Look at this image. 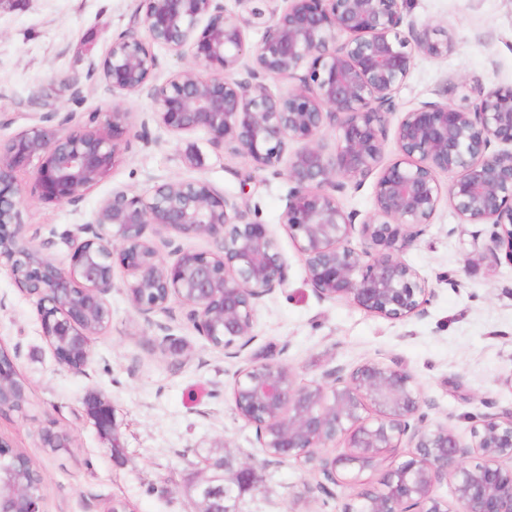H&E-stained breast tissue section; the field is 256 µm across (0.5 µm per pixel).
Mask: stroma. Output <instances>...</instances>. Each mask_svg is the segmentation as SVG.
Instances as JSON below:
<instances>
[{
	"label": "stroma",
	"instance_id": "35a3bbf8",
	"mask_svg": "<svg viewBox=\"0 0 512 512\" xmlns=\"http://www.w3.org/2000/svg\"><path fill=\"white\" fill-rule=\"evenodd\" d=\"M403 12L441 30L453 49L439 58L415 54L394 94L390 123L424 102L461 103L465 79L512 86V0H407ZM141 18L140 0H0V139L43 112L80 119L118 103L131 121L128 148L79 203H44L29 192L28 173H18L26 188V234L47 242L48 255L65 263L73 248L69 232L90 221L113 188L143 193L155 177L203 178L274 232L288 281L258 303L255 339L239 359L199 336L178 300L144 320L123 290L127 271L114 266L105 296L111 321L92 336L89 362L76 371L57 361L35 299L0 263V349L14 361L28 395L24 410L0 411V440L40 471L44 512H105L114 501L126 504L127 512H197L195 486L210 458L224 460L228 477L243 463L254 468L235 512H342L353 489L307 492L314 478L306 468L267 457L254 428L237 415L232 386L247 357L287 365L302 385L320 381L330 368L367 359L399 366L417 379L430 420L465 437L470 415L483 411L485 402L512 409V264L485 254L488 225L462 223L443 202L403 252L434 291L423 316L395 322L344 300L320 299L280 222L286 176L213 149L202 131L188 142L204 165L185 167L181 152L188 142L151 121L148 91L115 94L103 80L101 64L113 36ZM168 334L181 340V352L164 350ZM97 399L112 407L114 435L102 434L88 410ZM51 424L72 435V447H43L40 434Z\"/></svg>",
	"mask_w": 512,
	"mask_h": 512
}]
</instances>
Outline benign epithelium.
Masks as SVG:
<instances>
[{
    "label": "benign epithelium",
    "mask_w": 512,
    "mask_h": 512,
    "mask_svg": "<svg viewBox=\"0 0 512 512\" xmlns=\"http://www.w3.org/2000/svg\"><path fill=\"white\" fill-rule=\"evenodd\" d=\"M236 2L245 12L227 10L223 0H143L141 28L112 39L103 78L114 92L149 88L153 119L173 135L203 130L214 149L244 154L275 174L287 161L281 224L320 299H345L391 321L424 315L434 291L402 253L444 198L464 223L491 226L488 256L497 260L503 250L512 262V88L475 81L464 105L425 102L404 112L395 127L401 159L385 164L393 94L414 52L440 57L450 41L428 23L405 21V0ZM248 28L261 33L250 50ZM155 44L187 60L159 84ZM246 57L250 80L228 79ZM283 78L294 85L273 92L267 80ZM129 117L119 106L92 113L87 124L41 115L0 141V262L36 299L42 334L57 337L54 355L69 368L88 362L91 332L82 317L88 306L106 305L116 259L129 274L126 296L146 321L177 299L200 335L238 357L253 340L258 302L286 284L288 263L268 225L205 179H157L142 194L112 189L72 234L66 265L23 234L15 172L29 171L41 200L75 203L128 146ZM440 173L451 176L448 184ZM372 174L374 211L360 220L336 193ZM176 237H206L214 249L176 247L168 261L156 239L170 246ZM232 396L266 456L301 460L325 482L355 486L385 453L408 449L380 489L356 495L345 512H512L511 410L475 415L464 440L430 421L410 372L378 360L334 367L309 386L279 362L251 361L238 371ZM338 440L346 452H323ZM28 465L0 440V512H14L4 504L16 502L23 512H43V486L4 492ZM212 481L199 485L201 512H214L211 500L226 497ZM325 482L317 488L326 490ZM443 483L452 504L434 493Z\"/></svg>",
    "instance_id": "obj_1"
}]
</instances>
